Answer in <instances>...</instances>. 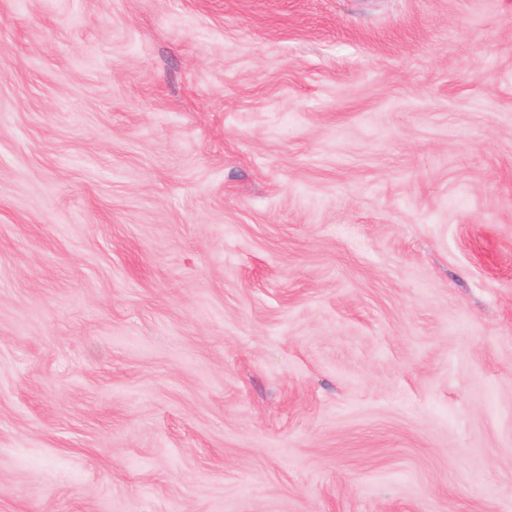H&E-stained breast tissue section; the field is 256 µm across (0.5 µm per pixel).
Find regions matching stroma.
I'll list each match as a JSON object with an SVG mask.
<instances>
[{
    "label": "stroma",
    "instance_id": "stroma-1",
    "mask_svg": "<svg viewBox=\"0 0 512 512\" xmlns=\"http://www.w3.org/2000/svg\"><path fill=\"white\" fill-rule=\"evenodd\" d=\"M0 512H512V0H0Z\"/></svg>",
    "mask_w": 512,
    "mask_h": 512
}]
</instances>
